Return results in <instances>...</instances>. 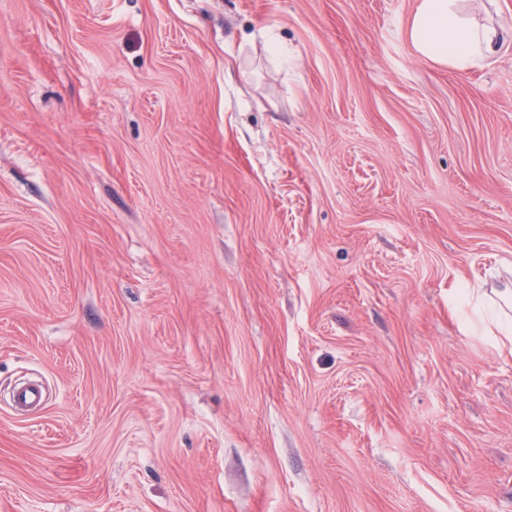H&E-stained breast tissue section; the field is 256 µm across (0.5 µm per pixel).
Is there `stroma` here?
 <instances>
[{
  "label": "stroma",
  "instance_id": "stroma-1",
  "mask_svg": "<svg viewBox=\"0 0 512 512\" xmlns=\"http://www.w3.org/2000/svg\"><path fill=\"white\" fill-rule=\"evenodd\" d=\"M417 2L0 0V512H512V0ZM461 0H419L408 38L423 57L460 70L481 68L496 53L503 33L466 15Z\"/></svg>",
  "mask_w": 512,
  "mask_h": 512
}]
</instances>
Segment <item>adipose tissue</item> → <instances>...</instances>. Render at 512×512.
<instances>
[{
	"instance_id": "1",
	"label": "adipose tissue",
	"mask_w": 512,
	"mask_h": 512,
	"mask_svg": "<svg viewBox=\"0 0 512 512\" xmlns=\"http://www.w3.org/2000/svg\"><path fill=\"white\" fill-rule=\"evenodd\" d=\"M408 38L423 57L460 70L483 67L496 53L503 33L466 15L462 0H418Z\"/></svg>"
}]
</instances>
